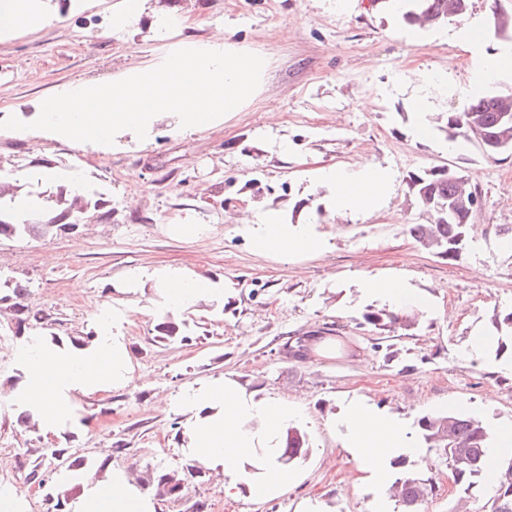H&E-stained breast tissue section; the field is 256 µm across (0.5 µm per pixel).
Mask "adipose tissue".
Returning <instances> with one entry per match:
<instances>
[{
	"instance_id": "ef3b65f1",
	"label": "adipose tissue",
	"mask_w": 512,
	"mask_h": 512,
	"mask_svg": "<svg viewBox=\"0 0 512 512\" xmlns=\"http://www.w3.org/2000/svg\"><path fill=\"white\" fill-rule=\"evenodd\" d=\"M311 176L327 187L340 213L374 209L392 182L389 171L364 163L324 166L312 170ZM240 229L249 237L254 253L262 256H305L325 246L314 225L284 223L274 210L263 212L255 221L243 220ZM143 278L150 281L165 312L178 314L224 300V291L216 282L184 267L161 266L144 276L136 272L130 276L134 283ZM359 292L365 300L393 309L432 308L431 303L420 302L405 278L393 273L366 279ZM94 318L97 335L89 344H58L47 336H31L15 351L24 378L9 398L18 409L35 416L45 432L80 427L82 399L125 386L132 378L122 336L131 320L129 308L106 300L96 305ZM183 407L188 413L183 451L190 460L223 472L225 492L234 494L244 486L255 501L264 502L284 495L299 482L295 470L258 454L262 448L281 447L288 428L304 420L301 409L286 397L261 396L223 377L189 389ZM330 431L375 488L371 512H388V463L393 457L418 452L408 420L352 396L341 403ZM57 482L64 488L80 489L70 502L71 512H156L154 495L131 483L123 469L112 470L102 481L67 470L58 475Z\"/></svg>"
}]
</instances>
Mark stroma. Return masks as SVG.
<instances>
[{"label": "stroma", "instance_id": "35a3bbf8", "mask_svg": "<svg viewBox=\"0 0 512 512\" xmlns=\"http://www.w3.org/2000/svg\"><path fill=\"white\" fill-rule=\"evenodd\" d=\"M496 1L512 12V0H471L462 19L448 22L471 31L470 46L442 38L437 27L412 29L386 0H352L344 9L336 0H148L138 26L119 36L109 30L118 0H44L55 21L0 32V120L35 111L72 82H108L156 60L167 44L155 39L154 22L167 13L187 17L179 41L202 42L223 28L237 46L269 60L259 96L201 132L163 126L150 139L103 151L0 129V174L28 184L41 161L73 165L104 199L77 231L0 239V278L25 285L24 304L49 313L64 341L95 331L94 306L103 299L146 309L124 328L131 382L84 399L81 428L27 431L18 409L0 399V483L21 493L25 512H56V475L77 456L134 475L180 473L182 495L160 498L159 512H195L201 501L206 512H299L308 499L328 512H368L362 471L327 431L344 397L364 396L414 422L454 410L495 428L512 423V372L468 351L494 312L512 309V250L496 234L512 226V156L491 160L469 143L448 149L437 130L416 139L409 110L418 96L445 114L467 93L512 92L511 70L485 85L473 74L475 54L493 57L506 45L493 30ZM447 68L445 86L425 85ZM368 98L374 109L363 108ZM360 162L389 170L392 189L378 210L334 218L325 189L308 175ZM440 165L481 193L471 222L483 234L455 261L423 250L408 232L417 207L407 176ZM269 208L293 224L316 223L326 250L255 254L235 220ZM395 211L403 223H393ZM171 224L197 231L175 237ZM163 265L229 286L222 304L183 313L184 342L156 340L160 315L147 310L148 292L120 288L130 272ZM391 272L435 308L405 336H382L362 319L369 304L359 298L360 282ZM306 336L328 339V356L281 355ZM222 376L286 396L307 416L310 453L294 465L301 481L277 499L226 496L218 473L182 454L183 394ZM408 462L434 481L421 512H453L460 493L442 453L424 449ZM34 469L41 482L29 480Z\"/></svg>", "mask_w": 512, "mask_h": 512}]
</instances>
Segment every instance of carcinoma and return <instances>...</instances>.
<instances>
[{
  "label": "carcinoma",
  "instance_id": "obj_1",
  "mask_svg": "<svg viewBox=\"0 0 512 512\" xmlns=\"http://www.w3.org/2000/svg\"><path fill=\"white\" fill-rule=\"evenodd\" d=\"M408 2L410 8L402 14V19L410 26H436L448 21L449 0ZM500 97L499 93L470 96L458 110L447 113L445 128L453 131V136H460L483 148L476 130H496V104ZM407 185L421 211L430 217L425 224L417 222L410 225L409 231L415 241L425 250L439 253L450 261L456 260L459 250L467 242L471 221L469 217L456 219L449 213V207L459 191L456 175L445 166H434L408 174ZM20 189V185L0 181V238L38 235L52 229L65 232L72 227L66 222L69 216L85 213L92 208L96 210L103 205V200L96 197L94 192L87 190L83 194L71 195L66 186L59 185L48 194L41 192L36 196L41 210L50 215L48 223L15 222L7 211L13 208ZM25 293L26 288L21 284H0V307L12 312L16 336L25 335L33 328V323L41 324L46 320L43 315L30 313L21 303ZM418 318L419 314L415 312L387 308H369L363 314L364 321L383 335L399 329L409 331L415 328ZM492 325L496 345L491 347L490 354L497 359L512 346V310L494 313ZM182 326L184 323L175 321L173 315L167 314L155 325L156 338L162 341H188L190 337L183 334ZM418 427L425 447L442 451L455 483L465 495L470 496L485 485L492 487L493 495L482 506L483 512H512V454L499 459L487 454L492 435L489 426L471 416L449 411L420 418ZM265 452L276 462L289 465L306 459L309 448L305 434L298 428H290L285 446L267 448ZM144 485L153 487L156 495L169 498L179 497L184 489L183 479L171 473L150 472ZM432 485L431 479H423L417 472L407 469L392 485L395 491L393 497L404 507L403 512H420L424 493L432 489Z\"/></svg>",
  "mask_w": 512,
  "mask_h": 512
}]
</instances>
